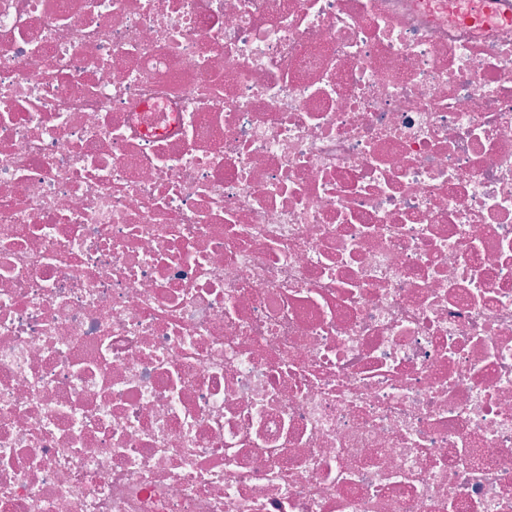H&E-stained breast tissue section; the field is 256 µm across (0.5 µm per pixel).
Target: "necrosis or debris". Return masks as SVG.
Listing matches in <instances>:
<instances>
[{
	"label": "necrosis or debris",
	"instance_id": "obj_1",
	"mask_svg": "<svg viewBox=\"0 0 512 512\" xmlns=\"http://www.w3.org/2000/svg\"><path fill=\"white\" fill-rule=\"evenodd\" d=\"M0 512H512V0H0Z\"/></svg>",
	"mask_w": 512,
	"mask_h": 512
}]
</instances>
